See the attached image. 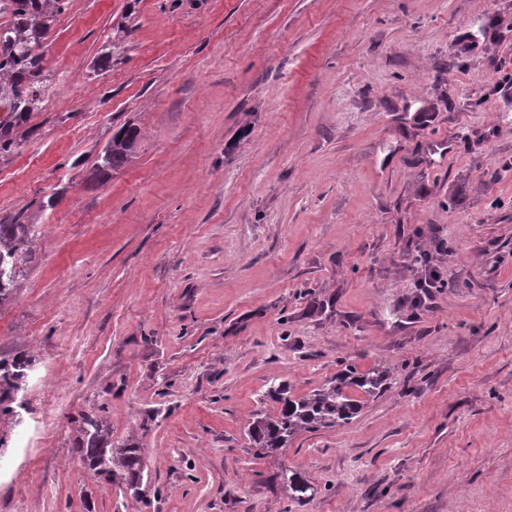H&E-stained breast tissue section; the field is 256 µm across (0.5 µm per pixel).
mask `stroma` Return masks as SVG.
I'll return each instance as SVG.
<instances>
[{"label": "stroma", "mask_w": 512, "mask_h": 512, "mask_svg": "<svg viewBox=\"0 0 512 512\" xmlns=\"http://www.w3.org/2000/svg\"><path fill=\"white\" fill-rule=\"evenodd\" d=\"M43 54L0 157V219L57 199L0 305L36 358L0 512H512V0H71ZM380 364L349 424L249 447L271 380ZM101 407L145 499L72 450ZM140 130L135 125H124L103 148L91 179L103 183L112 174L125 167L135 155Z\"/></svg>", "instance_id": "stroma-1"}]
</instances>
